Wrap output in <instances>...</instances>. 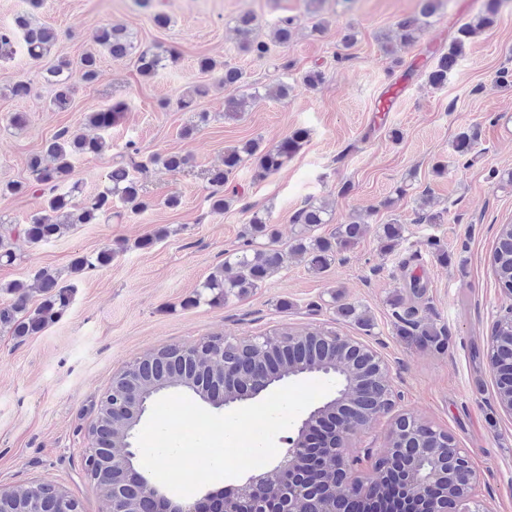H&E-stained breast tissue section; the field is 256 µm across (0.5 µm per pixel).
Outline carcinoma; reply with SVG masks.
Here are the masks:
<instances>
[{
	"label": "carcinoma",
	"instance_id": "cac0c4a2",
	"mask_svg": "<svg viewBox=\"0 0 512 512\" xmlns=\"http://www.w3.org/2000/svg\"><path fill=\"white\" fill-rule=\"evenodd\" d=\"M422 18L403 19L398 22L400 39L405 45L417 43L430 26L440 0H423ZM500 0H486L484 10L475 21L461 25L448 51L432 55L435 59L428 72L429 81L437 86L444 84L448 73L464 55L466 46L481 31L494 27L498 20ZM30 9L14 18L13 25L0 27V61L12 58L14 47L22 45L28 56L39 60L48 55L56 41L54 30L36 21L34 12L40 9L44 0H28ZM241 36L240 50L259 55L266 51V44L255 38V17L243 14L235 20ZM94 42L105 48L114 60L135 56L138 73L150 78L159 70L175 64L178 57L173 52L161 54L150 50L136 51L131 32L123 27L102 26L94 35ZM79 71L81 80L93 82L98 74L97 56L93 53L81 58ZM43 80L54 86L55 93L49 102L53 112L69 109L74 94L70 62L59 59L42 72ZM260 94L248 93L225 101L224 115L238 119L254 107ZM120 107L111 106L87 116V124L98 130H108L115 123ZM309 131L296 128L282 142L274 146H264L258 139H249L225 150L224 165L210 171L209 182L217 190L208 196L212 211L221 213L229 209L232 199L218 189L227 183L229 176L242 164L250 163L254 175L264 178L281 169L306 141ZM475 134L463 131L456 137L455 152L458 157H466L472 150ZM110 148L103 137L88 138L83 133L64 129L48 141L41 151L32 154L28 168L33 182H10L0 185V197L16 196L29 190L46 186L48 195L44 208L30 217L28 224L20 230L28 246L37 248L62 236L74 224H98L112 216L113 201H119L128 211L137 214L147 210L151 203L142 194L139 182L124 166H116L106 174V181L97 193L78 198V184L70 182L73 160L85 155L100 156ZM331 215L323 203L308 202L295 216L300 225L288 252L278 249H257L252 247L254 240L266 238L275 241L276 232L269 217L258 211L252 213L245 228L243 247L229 255L224 263L202 283L201 288L210 294L213 303L224 301V297L236 293L244 295L261 286L285 263L286 255H298L306 259L310 268L322 272L334 263L346 249L356 244L366 233L368 222L358 214L352 215L336 225V231L328 236L315 234L316 229L330 222ZM403 224L394 218L382 226L385 246L393 248L402 239ZM106 247L92 255H79L72 259L69 273L79 276L85 271L106 266L123 249ZM492 269L498 287L506 295H512V224H503L499 229L497 246L492 255ZM37 290L42 298L34 308L29 307L30 291L22 283L1 287L12 298L0 305V331H5L17 339L35 336L59 320L65 313L70 299V288L59 283V276L47 269L35 275ZM395 326L400 335L412 340L434 343L436 330L415 318V312L407 309L395 313ZM496 348L491 354L497 369L498 397L502 403H512V309H504L499 317V327L494 329ZM220 354L234 364L230 375H220L221 367L212 362V355ZM348 358V370L357 377L370 379V388L362 393L351 392L352 402L359 411L360 420L368 422L381 411L392 407V393L380 385L379 376L372 356L359 351L345 342L334 331H308L303 334L281 332L272 334V342L262 345L253 338L231 339L210 337L202 341V348L191 355H179L173 347H161L146 351L134 361L130 369L136 372L138 386L145 392H154L164 384L174 383L182 389L197 391V386L205 384L212 391V398L218 402H234L260 380L274 381L289 375L329 371L336 365V359ZM129 417L125 411H108L102 422L90 427L88 437L90 448L100 454L109 453L111 448L122 446L127 433ZM439 434L430 426H421L417 440L406 439L402 434L391 437L384 464L387 473L392 475L411 456L412 448H432L437 444ZM296 468L306 472L310 485L317 489L336 492V475L311 454L298 458ZM288 484V473H278L269 477L252 498H239L231 490L222 489L215 496L222 498L223 508L230 512H252L253 502L258 499L272 502L277 491ZM436 490L444 495H463L462 485L454 467L438 472ZM100 498L107 512H142L145 504L140 501L137 489L128 486L118 491L112 485L98 486ZM30 488L20 487L0 500V512H24ZM362 512H396L391 490L384 491L378 502L370 504Z\"/></svg>",
	"mask_w": 512,
	"mask_h": 512
}]
</instances>
